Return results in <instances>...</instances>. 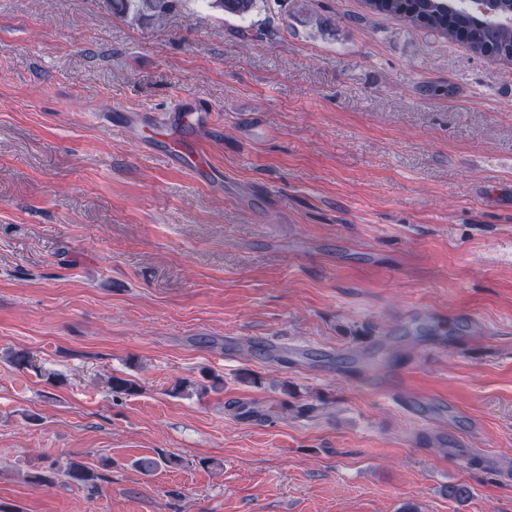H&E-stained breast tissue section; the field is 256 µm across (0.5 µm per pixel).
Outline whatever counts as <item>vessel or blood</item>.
<instances>
[{
	"mask_svg": "<svg viewBox=\"0 0 512 512\" xmlns=\"http://www.w3.org/2000/svg\"><path fill=\"white\" fill-rule=\"evenodd\" d=\"M212 123V114L206 110L173 107L149 125L143 139L159 144L164 154L183 168L213 177L209 157L196 139L198 132Z\"/></svg>",
	"mask_w": 512,
	"mask_h": 512,
	"instance_id": "obj_1",
	"label": "vessel or blood"
}]
</instances>
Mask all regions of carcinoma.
<instances>
[{"label":"carcinoma","mask_w":512,"mask_h":512,"mask_svg":"<svg viewBox=\"0 0 512 512\" xmlns=\"http://www.w3.org/2000/svg\"><path fill=\"white\" fill-rule=\"evenodd\" d=\"M209 8L225 15L245 17L256 8L257 0H205ZM465 0H410L401 6L394 0H366L371 13L398 16L408 25L427 28L450 41L461 39L479 56L512 65V23L501 18L512 16V0H479L483 11L476 13L463 6ZM113 13L135 21L160 20L175 9L179 0H104ZM115 394L136 395L139 385L132 379L112 375L107 379ZM63 478L72 484L93 485L100 475L80 462L51 463L47 468L28 475L34 486L52 484Z\"/></svg>","instance_id":"carcinoma-1"}]
</instances>
